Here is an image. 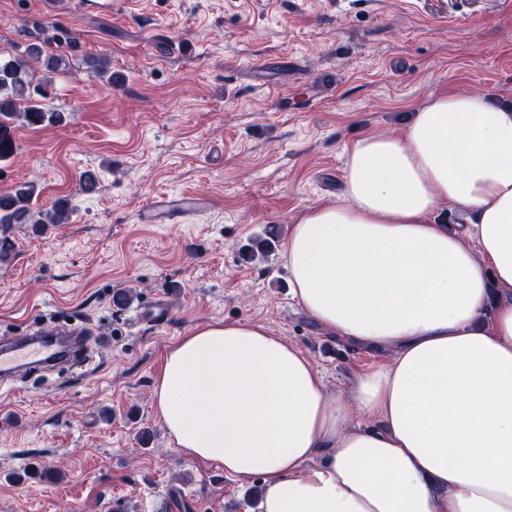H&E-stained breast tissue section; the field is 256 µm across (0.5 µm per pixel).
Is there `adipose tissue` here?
<instances>
[{"label":"adipose tissue","mask_w":512,"mask_h":512,"mask_svg":"<svg viewBox=\"0 0 512 512\" xmlns=\"http://www.w3.org/2000/svg\"><path fill=\"white\" fill-rule=\"evenodd\" d=\"M342 185L289 229L293 296L390 364L344 397L266 325L216 321L169 347L159 419L261 478L259 512H512V105L436 94L403 134L353 143Z\"/></svg>","instance_id":"1"}]
</instances>
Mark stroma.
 <instances>
[{
	"mask_svg": "<svg viewBox=\"0 0 512 512\" xmlns=\"http://www.w3.org/2000/svg\"><path fill=\"white\" fill-rule=\"evenodd\" d=\"M0 0V56L34 27L59 26L69 60L49 105L58 126L14 123L0 193L37 179V206L70 199L68 223L14 225L0 260V334L34 323L93 329L90 365L0 388V512H255L260 478L186 457L155 413L168 348L217 320L267 325L302 350L330 390L387 352L328 334L291 293L285 243L242 248L309 209L341 202L346 150L403 133L440 92L512 104V0ZM107 57L111 82L82 60ZM270 62L266 84L252 65ZM336 74L334 87L315 82ZM94 192H83L82 174ZM209 207L182 224H143L159 194ZM133 289L132 304L112 294ZM165 298L164 325L141 304ZM149 430V445L138 440ZM278 241V230L275 227H269L264 235L251 240L246 247L245 260L253 261L257 258H266L275 248Z\"/></svg>",
	"mask_w": 512,
	"mask_h": 512,
	"instance_id": "stroma-1",
	"label": "stroma"
}]
</instances>
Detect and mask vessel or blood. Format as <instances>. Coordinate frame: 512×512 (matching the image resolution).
Here are the masks:
<instances>
[{"label":"vessel or blood","mask_w":512,"mask_h":512,"mask_svg":"<svg viewBox=\"0 0 512 512\" xmlns=\"http://www.w3.org/2000/svg\"><path fill=\"white\" fill-rule=\"evenodd\" d=\"M204 208L205 199L198 195L159 196L141 210L139 219L144 224H179ZM89 336L85 328L46 329L32 325L22 337L0 341V383H12L23 374L92 363Z\"/></svg>","instance_id":"b4317fda"}]
</instances>
